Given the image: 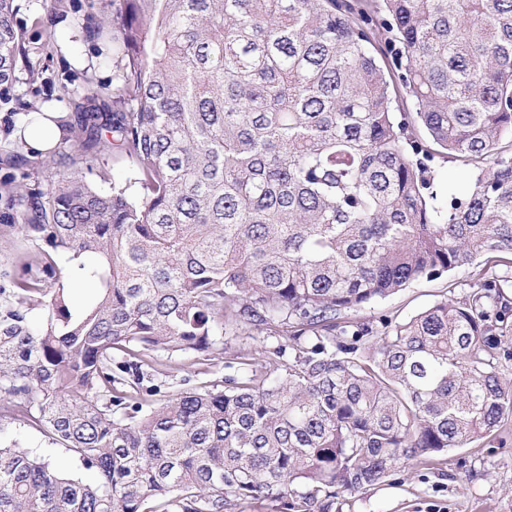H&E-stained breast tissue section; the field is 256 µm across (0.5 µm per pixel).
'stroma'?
I'll return each instance as SVG.
<instances>
[{"label": "stroma", "mask_w": 512, "mask_h": 512, "mask_svg": "<svg viewBox=\"0 0 512 512\" xmlns=\"http://www.w3.org/2000/svg\"><path fill=\"white\" fill-rule=\"evenodd\" d=\"M14 24L25 37L29 64H18L10 89L12 101L0 106V182L21 180L28 169L25 152L13 135L20 116L41 111L50 100L62 104L63 117L74 121L76 108L90 90L112 88L122 79L120 54L96 34L99 24L111 22L112 0H13ZM88 50L92 62L75 67L67 47ZM395 113L404 115L406 136L432 156L438 192L460 189L464 178L477 174V164L434 151L419 122L412 99L402 86L393 91ZM475 268L459 270L435 280L413 283L398 293L356 312L355 320L381 328L383 323L404 321L434 303L459 301L473 292ZM275 339L246 329L226 337L222 348L208 353L158 358L147 366L153 381L164 382L175 393L203 383L237 375L242 362L272 361ZM337 512H512V423L493 438L462 448H451L430 468L413 462L398 470L384 484L342 495Z\"/></svg>", "instance_id": "stroma-1"}]
</instances>
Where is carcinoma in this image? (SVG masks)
Masks as SVG:
<instances>
[{
  "instance_id": "obj_1",
  "label": "carcinoma",
  "mask_w": 512,
  "mask_h": 512,
  "mask_svg": "<svg viewBox=\"0 0 512 512\" xmlns=\"http://www.w3.org/2000/svg\"><path fill=\"white\" fill-rule=\"evenodd\" d=\"M381 2L433 142L490 161L460 193L407 152L350 0H114L125 71L93 94L112 111H83L34 188L0 183L30 201L0 222V433L37 429L91 476L0 439V512H330L512 416L499 279L381 332L348 318L512 256V0ZM13 13L0 0V95L26 54ZM108 149L133 176L98 191L84 157ZM81 274L99 288L74 311ZM242 328L288 359L148 400L142 355Z\"/></svg>"
}]
</instances>
